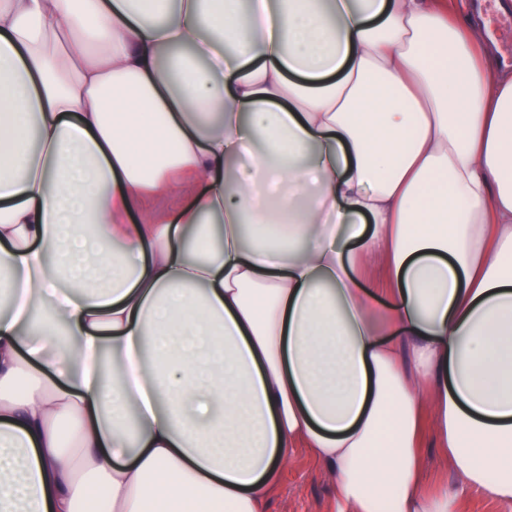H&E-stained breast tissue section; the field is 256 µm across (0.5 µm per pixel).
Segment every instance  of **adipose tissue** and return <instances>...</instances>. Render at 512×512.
Wrapping results in <instances>:
<instances>
[{
  "label": "adipose tissue",
  "mask_w": 512,
  "mask_h": 512,
  "mask_svg": "<svg viewBox=\"0 0 512 512\" xmlns=\"http://www.w3.org/2000/svg\"><path fill=\"white\" fill-rule=\"evenodd\" d=\"M0 291V512H264L297 448L512 512V71L448 0H0Z\"/></svg>",
  "instance_id": "obj_1"
}]
</instances>
